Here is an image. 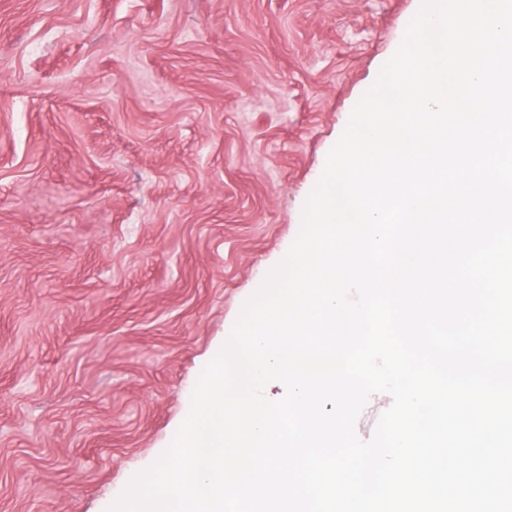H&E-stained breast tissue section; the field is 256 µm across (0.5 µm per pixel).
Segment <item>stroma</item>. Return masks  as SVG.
I'll list each match as a JSON object with an SVG mask.
<instances>
[{
	"label": "stroma",
	"instance_id": "1",
	"mask_svg": "<svg viewBox=\"0 0 512 512\" xmlns=\"http://www.w3.org/2000/svg\"><path fill=\"white\" fill-rule=\"evenodd\" d=\"M419 7L0 0V512L170 446Z\"/></svg>",
	"mask_w": 512,
	"mask_h": 512
}]
</instances>
